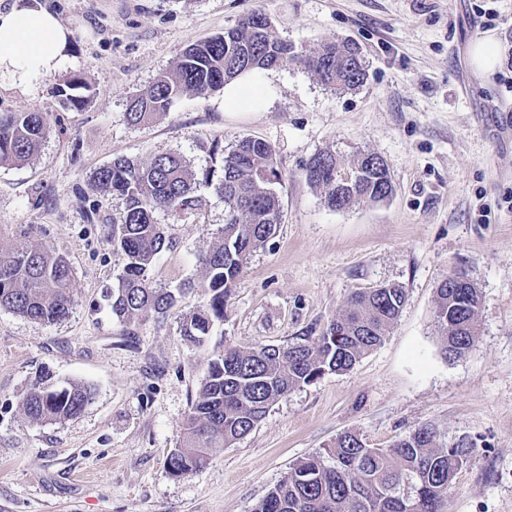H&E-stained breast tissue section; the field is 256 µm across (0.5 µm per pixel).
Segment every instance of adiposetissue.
<instances>
[{"instance_id":"1","label":"adipose tissue","mask_w":512,"mask_h":512,"mask_svg":"<svg viewBox=\"0 0 512 512\" xmlns=\"http://www.w3.org/2000/svg\"><path fill=\"white\" fill-rule=\"evenodd\" d=\"M69 49L68 28L41 5L14 0L0 11V77L24 92H32L33 75L65 71L72 63Z\"/></svg>"}]
</instances>
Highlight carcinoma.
I'll list each match as a JSON object with an SVG mask.
<instances>
[{"mask_svg": "<svg viewBox=\"0 0 512 512\" xmlns=\"http://www.w3.org/2000/svg\"><path fill=\"white\" fill-rule=\"evenodd\" d=\"M287 62L304 64L334 90H352L366 75L355 42L336 39L310 52L282 38L257 10L224 33L189 46L173 71L160 74L130 98L126 121L133 126L151 122L184 93L206 97L243 73L257 74ZM81 88L72 81L60 90L63 105L83 106ZM47 134L41 112H0V164L31 159ZM218 152L223 174L216 192L224 200V225L195 284V291L207 298L206 305L181 322L182 335L197 342L210 334L215 322L224 320L230 288L282 219L277 186L283 175L272 146L243 137L228 150L213 147L212 153ZM305 177L335 211L361 202H384L394 193L387 164L371 152L357 154L345 168L336 153L321 151L306 165ZM94 181L124 203L119 219L112 221V247L124 259L110 295L112 315L124 322L166 316L185 289L152 284L154 259L170 244L155 214L179 216L203 209L188 162L177 153L148 162L116 158L95 171ZM72 280L68 261L43 243L31 240L15 248L0 242V309L34 322L56 323L72 309ZM404 303V289L394 284L353 292L344 311L312 339L224 348L209 362L169 455L171 474L206 465L214 449L246 437L269 407L294 389L351 370L384 340ZM479 306V290L466 275L441 280L435 323L445 356L461 358L474 347ZM91 399L90 387H57L46 374L25 395L22 406L33 421L62 423L81 414ZM474 454L473 445L463 439L443 445L430 425L416 428L389 448H371L356 432L345 431L325 451L294 465L253 512H447L448 490Z\"/></svg>", "mask_w": 512, "mask_h": 512, "instance_id": "carcinoma-1", "label": "carcinoma"}]
</instances>
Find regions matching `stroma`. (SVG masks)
Returning a JSON list of instances; mask_svg holds the SVG:
<instances>
[{
  "instance_id": "35a3bbf8",
  "label": "stroma",
  "mask_w": 512,
  "mask_h": 512,
  "mask_svg": "<svg viewBox=\"0 0 512 512\" xmlns=\"http://www.w3.org/2000/svg\"><path fill=\"white\" fill-rule=\"evenodd\" d=\"M71 32L75 64L33 79L35 94L0 84V112H40L49 133L29 161L0 166V239L17 227L48 242L73 271L74 305L57 323L0 310V512H251L303 458L344 431L372 448L417 427L476 453L448 491V512H512V0H40ZM262 10L306 49L356 42L366 76L327 88L299 63L261 72L260 105H225L223 91L184 94L155 121L129 125L128 99L172 70L191 44ZM497 13L480 28L478 10ZM493 38L494 72L470 63ZM88 89L76 110L59 105L71 80ZM268 142L284 174L282 221L235 281L223 322L202 343L180 333L188 293L166 317L118 321L107 295L123 267L112 248L122 203L94 172L117 157L183 155L196 180L220 169L210 149L242 137ZM330 150L343 163L372 152L387 163L390 200L334 211L304 167ZM158 214L172 241L155 260V286L202 273L224 223V204ZM463 272L481 292L479 337L464 357L442 352L438 283ZM406 292L381 344L354 368L295 389L245 438L208 465L172 475L167 458L209 362L225 347L304 341L351 292L383 284ZM88 385L77 417L37 423L21 401L43 373Z\"/></svg>"
}]
</instances>
